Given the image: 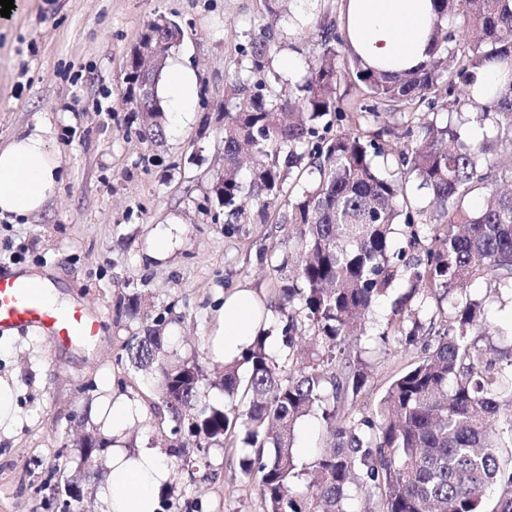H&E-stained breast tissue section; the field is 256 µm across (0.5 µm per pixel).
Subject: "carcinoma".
Returning <instances> with one entry per match:
<instances>
[{
    "mask_svg": "<svg viewBox=\"0 0 512 512\" xmlns=\"http://www.w3.org/2000/svg\"><path fill=\"white\" fill-rule=\"evenodd\" d=\"M433 3L434 46L415 71L365 68L352 54L347 69H337L332 60L346 38L323 22L316 33L321 58L298 95L257 78L270 63L263 28L250 38L248 66L228 84L224 165L211 186L220 207L214 220L224 217V231L239 233L267 223L272 206L286 201L276 223L293 226L299 258L291 266L284 256L277 265L283 357L269 353L259 328L240 357L224 363L219 387L239 398L227 408L210 400L198 356L172 358L174 307L147 315L122 347L125 364L155 391L151 408L180 466L191 472L239 437L241 475L259 490L265 512H348L354 485L378 512H486L487 488L497 493L491 512H512V467L500 454L512 448V351L485 340L483 301L468 293L481 278L512 288V191H501L512 184V0ZM457 18L476 39L458 42L449 25ZM180 41L178 22L159 16L127 57L124 95L149 145L163 139L159 81ZM458 52L461 65L449 66L448 54ZM499 63L508 67L505 84L481 94L467 88L470 70ZM345 80L358 90L352 110L366 123L377 121L381 105L413 108L446 97L449 112L493 121L497 139L463 143L450 123L409 126L408 143L395 154L378 143L385 128L335 132ZM393 154L396 169L382 173L375 158ZM305 160L311 178L302 183L293 173ZM412 179L427 192L424 206L407 190ZM479 192L482 205H466ZM399 225L421 254L395 249ZM399 280L412 283L411 291L394 301L379 338L386 344L396 333L421 356L389 383L374 413L357 417L351 410L367 363L346 336ZM418 292L436 301L427 326L422 308H410ZM306 326L319 340L310 354L294 342ZM317 410L328 446L304 466L293 453L295 428ZM66 436L79 462L78 474L60 487L64 512H82L87 482L108 471L112 439L84 418Z\"/></svg>",
    "mask_w": 512,
    "mask_h": 512,
    "instance_id": "obj_1",
    "label": "carcinoma"
}]
</instances>
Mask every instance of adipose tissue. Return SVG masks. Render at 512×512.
<instances>
[{"label":"adipose tissue","instance_id":"obj_1","mask_svg":"<svg viewBox=\"0 0 512 512\" xmlns=\"http://www.w3.org/2000/svg\"><path fill=\"white\" fill-rule=\"evenodd\" d=\"M434 18L432 0H346L342 21L352 50L366 67L396 71L428 60ZM52 136L51 125L40 123L0 149V218L27 221L56 195L61 166L50 147ZM258 307L250 289L225 294L214 345L218 355L232 359L249 344L258 325ZM111 468V512H155L158 494L171 480L160 454L151 448L132 454L117 443Z\"/></svg>","mask_w":512,"mask_h":512}]
</instances>
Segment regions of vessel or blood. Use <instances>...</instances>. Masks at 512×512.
<instances>
[{
	"label": "vessel or blood",
	"instance_id": "vessel-or-blood-1",
	"mask_svg": "<svg viewBox=\"0 0 512 512\" xmlns=\"http://www.w3.org/2000/svg\"><path fill=\"white\" fill-rule=\"evenodd\" d=\"M100 328L83 303L50 304L44 289L23 271L0 272V336L33 330L64 346L89 347Z\"/></svg>",
	"mask_w": 512,
	"mask_h": 512
}]
</instances>
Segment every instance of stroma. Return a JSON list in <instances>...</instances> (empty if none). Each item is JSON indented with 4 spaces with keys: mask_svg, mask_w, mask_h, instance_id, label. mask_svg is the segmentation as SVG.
<instances>
[{
    "mask_svg": "<svg viewBox=\"0 0 512 512\" xmlns=\"http://www.w3.org/2000/svg\"><path fill=\"white\" fill-rule=\"evenodd\" d=\"M0 17V148L46 120L51 148L60 155L63 181L56 196L28 223L0 219V270L10 266L49 272L70 300L95 313L102 331L93 351L52 343L41 334L0 339V386L12 406L0 415V512H62L54 490L72 455L63 436L75 418L89 415L111 434L107 418L115 397L137 407L138 433L123 435L133 449L164 448L150 408L152 395L120 362L135 331L120 298L141 293L146 310L174 305L183 323L170 327L177 355L198 354L204 366L219 357L211 343L227 292L253 289L274 301L275 267L296 247L288 227L250 225L229 237L214 222L210 188L223 162L220 106L229 77L246 66L251 33L272 27V61L264 79L286 91L320 54L314 30L339 21L341 0H287L278 19L262 0H17ZM175 19L183 38L171 66L191 69L196 97L187 118L165 130L160 145L141 143L123 98L130 48L148 20ZM293 70L280 68L283 58ZM166 236L162 259L154 241ZM484 301L488 320L502 335L492 343L512 347V289L486 280L469 288ZM417 351L366 354L370 378L353 405L372 412L392 379ZM241 448L209 457L213 480H190L178 471L168 507L161 512H264V503L239 471Z\"/></svg>",
    "mask_w": 512,
    "mask_h": 512,
    "instance_id": "1",
    "label": "stroma"
}]
</instances>
